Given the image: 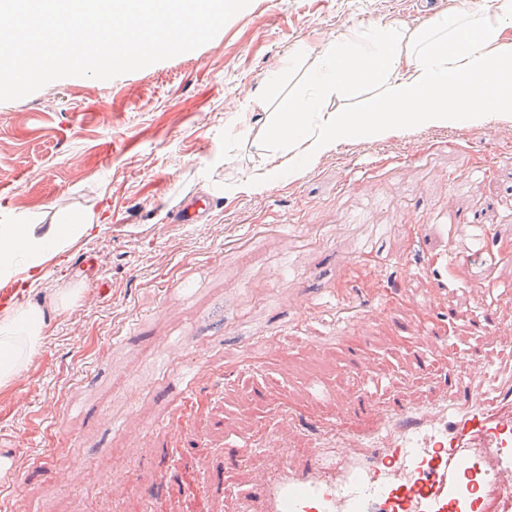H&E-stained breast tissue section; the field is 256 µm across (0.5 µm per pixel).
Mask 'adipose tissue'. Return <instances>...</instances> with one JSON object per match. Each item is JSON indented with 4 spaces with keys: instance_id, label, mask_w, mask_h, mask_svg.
<instances>
[{
    "instance_id": "ef3b65f1",
    "label": "adipose tissue",
    "mask_w": 512,
    "mask_h": 512,
    "mask_svg": "<svg viewBox=\"0 0 512 512\" xmlns=\"http://www.w3.org/2000/svg\"><path fill=\"white\" fill-rule=\"evenodd\" d=\"M303 88L280 99L262 172L237 184L247 192L295 174L344 142L383 141L418 130L512 122V0H464L411 27L392 20L353 27L309 50ZM371 93L357 109L336 106L358 88ZM92 215H59L37 232L0 226V281L37 286L49 264L98 232ZM44 308L0 307V393L11 392L35 363L47 330Z\"/></svg>"
}]
</instances>
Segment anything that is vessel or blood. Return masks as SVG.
Listing matches in <instances>:
<instances>
[{"label":"vessel or blood","mask_w":512,"mask_h":512,"mask_svg":"<svg viewBox=\"0 0 512 512\" xmlns=\"http://www.w3.org/2000/svg\"><path fill=\"white\" fill-rule=\"evenodd\" d=\"M439 336L429 329L431 357L448 368L431 389L380 397L371 390L373 363L360 357L356 430L330 418L315 436L289 419L260 433L241 425L237 453L252 460L255 476L237 512H512V372L486 386L512 336L490 337L476 359L452 363ZM272 441L288 445L285 458L262 451Z\"/></svg>","instance_id":"1"}]
</instances>
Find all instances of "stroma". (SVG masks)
<instances>
[{"label":"stroma","instance_id":"35a3bbf8","mask_svg":"<svg viewBox=\"0 0 512 512\" xmlns=\"http://www.w3.org/2000/svg\"><path fill=\"white\" fill-rule=\"evenodd\" d=\"M438 0H251L201 47L109 81L68 77L0 102V225L92 211L99 231L18 295L51 313L34 366L0 395V512H234L241 412L313 425L322 376L345 395L365 351L380 388L418 381L407 345L439 325L468 356L479 282L512 286V124L345 142L293 179L234 187L256 129L305 80L304 50L353 26L421 24ZM205 200L195 224L173 217ZM459 308L447 319L448 303ZM196 381L184 388L182 375Z\"/></svg>","mask_w":512,"mask_h":512}]
</instances>
